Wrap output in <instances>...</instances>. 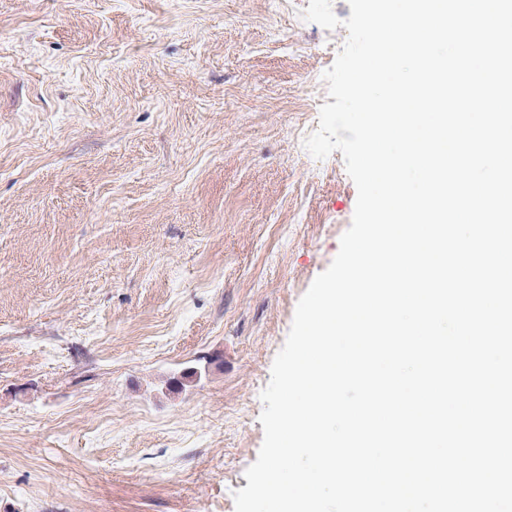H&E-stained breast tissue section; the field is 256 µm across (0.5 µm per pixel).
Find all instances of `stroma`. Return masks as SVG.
<instances>
[{
    "mask_svg": "<svg viewBox=\"0 0 512 512\" xmlns=\"http://www.w3.org/2000/svg\"><path fill=\"white\" fill-rule=\"evenodd\" d=\"M308 5L0 0V512H235L357 198Z\"/></svg>",
    "mask_w": 512,
    "mask_h": 512,
    "instance_id": "1",
    "label": "stroma"
}]
</instances>
